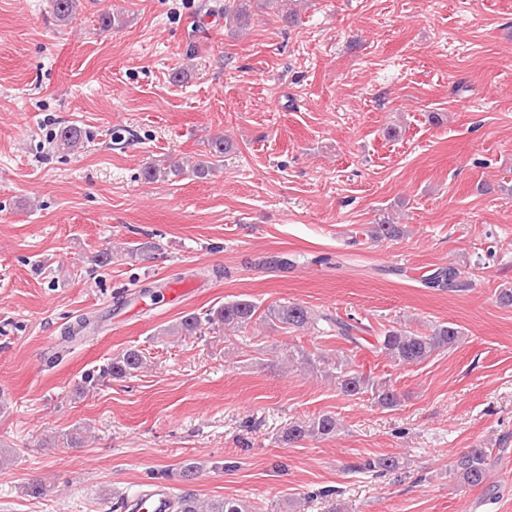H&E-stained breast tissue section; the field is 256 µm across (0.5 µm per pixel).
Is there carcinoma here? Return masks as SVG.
Here are the masks:
<instances>
[{"mask_svg": "<svg viewBox=\"0 0 512 512\" xmlns=\"http://www.w3.org/2000/svg\"><path fill=\"white\" fill-rule=\"evenodd\" d=\"M281 0H228L224 5L225 22L239 30L246 28L253 17L252 9H273ZM51 7L56 16L62 21L75 17L78 0H52ZM57 144L68 151H77L83 146L82 131L75 126L62 127L57 134ZM230 149L228 142L216 138L210 143L207 158L198 159L184 167L178 163L164 166H150L143 171L144 179L148 182L165 181L170 177L182 175L196 179H206L216 170L217 163ZM401 228L387 220L372 225L370 235L376 238H394L399 236ZM430 288L465 289L472 283L464 279L463 272L454 265L437 269L426 279ZM257 312L256 305L247 299L226 302L210 310L200 317L194 313L185 315L178 324L167 329L171 336H193L202 331L219 332L223 329L241 331L249 326ZM265 319L282 328L299 331L308 326H315L320 321L336 327V332L342 338L352 343H358L356 336L359 326L349 324L341 319H334L327 313L317 314L310 308L292 302L270 305L266 308ZM463 335L460 328L451 322L441 323L433 328L432 333L419 334L408 330L391 328L383 335L376 337L374 347L397 365L419 364L430 358L436 351L452 348L457 345ZM146 364V357L135 348H128L113 355L107 363L96 370L87 372L80 384V390L91 391L113 379L136 376ZM336 369V382L339 389L349 395L371 394L374 402L385 408L397 406L399 397L390 380H378L349 369L343 361L333 363ZM339 426L336 418L323 414L307 422L290 426L286 438L290 442L302 441L306 438L329 439L337 435ZM490 449L477 445L464 452L457 460L452 475L457 482L469 487L483 484L488 474V458ZM398 467L394 457H379L367 459L358 464V469L365 472L377 470H393ZM175 512H252L251 507L241 499L224 498L207 503L200 501L197 496L185 492L176 497Z\"/></svg>", "mask_w": 512, "mask_h": 512, "instance_id": "obj_1", "label": "carcinoma"}]
</instances>
